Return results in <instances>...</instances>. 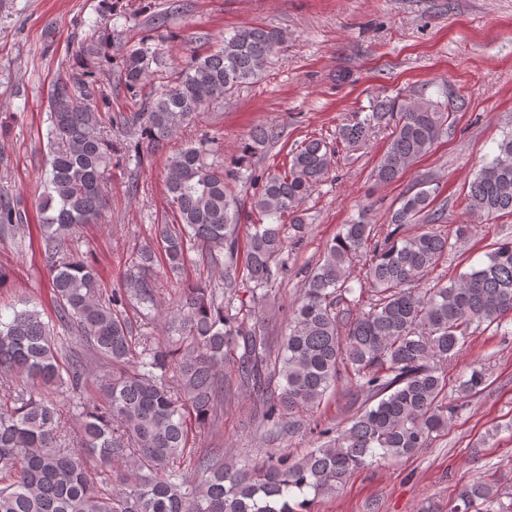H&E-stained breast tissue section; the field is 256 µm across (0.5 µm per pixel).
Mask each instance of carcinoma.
<instances>
[{"label": "carcinoma", "instance_id": "1", "mask_svg": "<svg viewBox=\"0 0 512 512\" xmlns=\"http://www.w3.org/2000/svg\"><path fill=\"white\" fill-rule=\"evenodd\" d=\"M180 9L174 0L146 26L163 28ZM163 43L147 36L114 54L111 33L95 30L81 43L76 71L58 78L48 96L50 168L38 250L54 316L44 320L29 300L0 313V512H310L309 496L335 492L378 458H408L447 430L455 412L443 398L448 362L473 333L512 314V240L470 271L416 288L451 247L437 228L444 208L433 207L437 193L425 179L401 198L394 228L383 232L364 217L342 225L305 271L285 331L275 336L260 303L288 275V248L300 247L307 233L301 206L329 174L335 150L309 136L288 152L285 169L257 170L252 159L280 139L272 125L250 132L233 169L214 159L219 137L209 133L168 157L175 213L173 223L154 225L159 251L142 248L124 266L120 287H102L73 242L80 225L98 223L107 210L112 133L129 135L135 154H153L203 105L257 81L283 36L245 25L180 68L167 63ZM106 69L135 111H112V90L99 80ZM451 125L438 102L396 96L341 126L336 141L355 151L392 127L376 170L379 182L390 183ZM229 179L253 190L257 223L243 245ZM466 203L484 220L512 215V133L475 173ZM21 219L0 189V237L14 236ZM157 263L173 275L198 263L224 268V292L206 283L183 290L164 317L166 345L133 336L124 316L130 305L157 309L149 275ZM87 355L97 371L88 369ZM344 370L361 405L342 426L306 428L303 414L321 405ZM230 371L249 390L267 434L307 429L318 434L316 446L301 457L279 451L243 465L222 448H196L192 429L224 413ZM486 387L476 366L458 382L466 396ZM59 389L71 394L72 428L48 395ZM92 467L97 481L89 478ZM452 512H512V501L472 480L458 485Z\"/></svg>", "mask_w": 512, "mask_h": 512}]
</instances>
